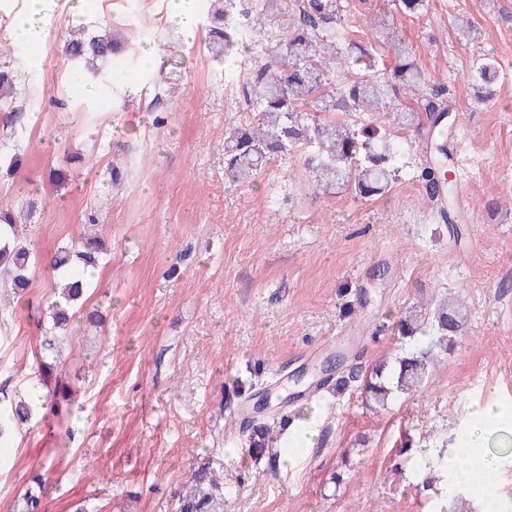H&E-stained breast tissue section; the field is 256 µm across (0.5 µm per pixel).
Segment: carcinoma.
<instances>
[{"mask_svg": "<svg viewBox=\"0 0 512 512\" xmlns=\"http://www.w3.org/2000/svg\"><path fill=\"white\" fill-rule=\"evenodd\" d=\"M279 8L270 16L243 14V20L211 30V36L224 45V59L239 52L253 51L257 42L252 33L262 29L271 19L276 21L277 39L265 47L269 60L255 70L246 82V104L260 113L258 125L238 128L224 145V172L233 182L255 178L271 157L299 146L305 149L304 163L317 186L327 190L347 187L363 198L390 189L397 180L394 167L401 144L383 135L375 136L369 128L357 129L336 121L337 112H371L387 107L388 84L378 79L361 77L343 87L326 89L336 81V68L352 70L364 57L371 56L367 48L356 41L360 26L357 15L342 11L341 0H270ZM119 42L111 35L87 37L72 32L65 43L68 59L102 75L99 62L116 53ZM399 57L394 75L408 92L416 95L418 107L406 111L392 108L394 122L420 135L434 132L440 140L435 146L433 162L420 168L418 180L428 200L440 190L448 192L449 224L458 223L453 209L452 181L444 177L449 161L447 132L449 106L440 100L447 85L437 83L422 97L424 77L416 64L407 59L405 51ZM497 69L495 58L484 55L478 59L473 78L486 82ZM14 80L9 72L0 71V112H18ZM107 251L94 238L80 245L61 248L51 260L57 276L56 299L47 306L49 321L44 327L40 349L58 353L56 331L67 327L69 310L81 303L85 285L77 280L79 268H97ZM35 262L30 249L19 238L13 214L0 208V271L10 280L17 295L30 286ZM466 307L460 300L443 302L432 313L428 325L431 344L443 349L453 347L463 335ZM429 354L406 353L394 359L393 365L382 361L363 378L362 397L371 407L386 408L402 395L424 388L429 378ZM33 411L24 402L11 401L4 405L0 423V445L9 440L11 430L31 420ZM249 447L260 456L268 450V426L265 417L254 415L246 420ZM179 512H224V495L218 485L206 477H194V485L179 501Z\"/></svg>", "mask_w": 512, "mask_h": 512, "instance_id": "obj_1", "label": "carcinoma"}]
</instances>
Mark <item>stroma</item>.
Returning <instances> with one entry per match:
<instances>
[{
    "label": "stroma",
    "mask_w": 512,
    "mask_h": 512,
    "mask_svg": "<svg viewBox=\"0 0 512 512\" xmlns=\"http://www.w3.org/2000/svg\"><path fill=\"white\" fill-rule=\"evenodd\" d=\"M48 0L47 36L12 33L24 0H0V46L10 54L21 112H0V205L37 259L26 296L0 281V398L38 383L58 411L36 416L0 448V512H19L34 473L47 512H176L192 473L219 483L224 512H482L494 494L512 512V454L492 482H457L430 467L452 456L475 403L512 415V0H428L402 15L372 0L363 45L390 55L386 34L450 90L454 171L464 187L460 240L434 216L414 178L418 137L375 112L359 114L402 143L399 179L383 194L316 188L301 150L251 182L224 175V139L256 122L240 89L247 54L225 68L209 28L228 0H190L192 43L168 21L169 0ZM471 22L469 39L457 30ZM112 32L126 51L90 75L63 50L70 29ZM153 47L157 66L139 57ZM501 68L467 78L480 54ZM177 81L154 88L159 69ZM491 100L480 103L481 95ZM119 169V182L110 172ZM497 213H488V200ZM99 236V267L65 330L48 377L38 372V308L54 296L49 257ZM468 307L465 336L439 359L424 390L377 413L358 382L300 400L263 456L239 430L255 383L312 370L347 353L368 373L380 360L426 349L399 321L443 297ZM313 433L312 447L293 450ZM292 455L291 466L279 459Z\"/></svg>",
    "instance_id": "35a3bbf8"
}]
</instances>
